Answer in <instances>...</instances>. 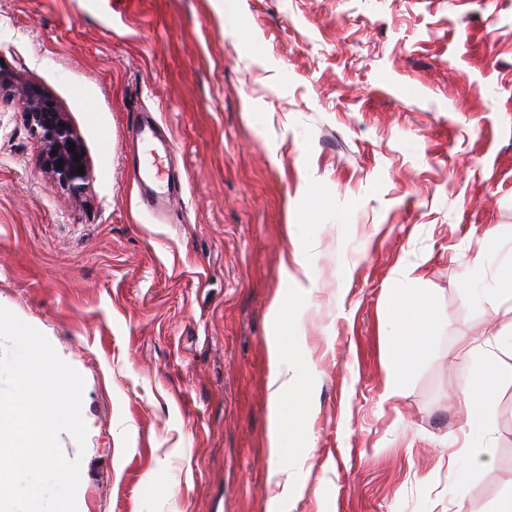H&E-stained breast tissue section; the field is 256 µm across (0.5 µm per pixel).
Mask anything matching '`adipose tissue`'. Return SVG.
Wrapping results in <instances>:
<instances>
[{"mask_svg": "<svg viewBox=\"0 0 512 512\" xmlns=\"http://www.w3.org/2000/svg\"><path fill=\"white\" fill-rule=\"evenodd\" d=\"M293 308V298L285 296L277 297L272 304L278 334L273 337L269 347L273 364L269 380L273 421L270 453L277 460L289 453L286 442L290 431V413H301L311 396L307 377L297 374L299 358L291 325ZM432 319L430 305L411 297L405 298L396 315L403 337L396 352L395 380L409 376L426 356L429 349L428 328ZM499 377L498 362L483 360L473 384L462 393L468 421H483L494 402Z\"/></svg>", "mask_w": 512, "mask_h": 512, "instance_id": "1", "label": "adipose tissue"}]
</instances>
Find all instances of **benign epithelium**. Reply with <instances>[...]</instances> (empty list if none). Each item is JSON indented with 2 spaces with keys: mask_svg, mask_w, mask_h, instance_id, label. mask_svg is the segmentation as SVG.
<instances>
[{
  "mask_svg": "<svg viewBox=\"0 0 512 512\" xmlns=\"http://www.w3.org/2000/svg\"><path fill=\"white\" fill-rule=\"evenodd\" d=\"M21 99L27 123L44 146V169L60 186L79 196L88 188L93 177L90 157L75 128L56 103L43 91L33 87L21 89ZM75 143L70 151L69 143ZM63 167H57L59 161ZM84 167V174L77 167Z\"/></svg>",
  "mask_w": 512,
  "mask_h": 512,
  "instance_id": "benign-epithelium-1",
  "label": "benign epithelium"
}]
</instances>
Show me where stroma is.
<instances>
[{"instance_id":"1","label":"stroma","mask_w":512,"mask_h":512,"mask_svg":"<svg viewBox=\"0 0 512 512\" xmlns=\"http://www.w3.org/2000/svg\"><path fill=\"white\" fill-rule=\"evenodd\" d=\"M0 69L67 112L73 197L0 93V306L83 378L78 512H492L512 357L468 427L474 291L512 249V0H0ZM166 131L145 209L127 143ZM108 173H101L103 159ZM296 277L286 284L284 274ZM300 288L310 453L269 455V307ZM429 301L396 396L394 313Z\"/></svg>"}]
</instances>
